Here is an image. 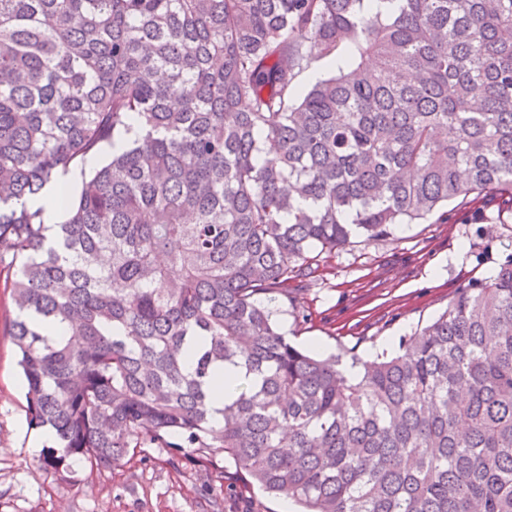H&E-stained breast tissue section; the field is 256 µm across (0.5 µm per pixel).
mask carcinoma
I'll return each mask as SVG.
<instances>
[{
    "label": "carcinoma",
    "instance_id": "1",
    "mask_svg": "<svg viewBox=\"0 0 512 512\" xmlns=\"http://www.w3.org/2000/svg\"><path fill=\"white\" fill-rule=\"evenodd\" d=\"M396 2L0 0V264L44 465L147 436L302 512H512V259L352 379L262 302L355 234L512 215V0ZM109 148L49 241L28 200Z\"/></svg>",
    "mask_w": 512,
    "mask_h": 512
}]
</instances>
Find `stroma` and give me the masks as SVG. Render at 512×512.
<instances>
[{
	"label": "stroma",
	"instance_id": "1",
	"mask_svg": "<svg viewBox=\"0 0 512 512\" xmlns=\"http://www.w3.org/2000/svg\"><path fill=\"white\" fill-rule=\"evenodd\" d=\"M512 258V221L450 204L444 224L399 225L373 241L353 237L288 281L273 302L281 331L303 348L372 360L445 310L458 288L494 278ZM15 310L0 285V512H297L283 496L247 489L223 456L170 463L144 446L101 472L75 466L60 477L31 455L20 432L26 388L9 324Z\"/></svg>",
	"mask_w": 512,
	"mask_h": 512
}]
</instances>
